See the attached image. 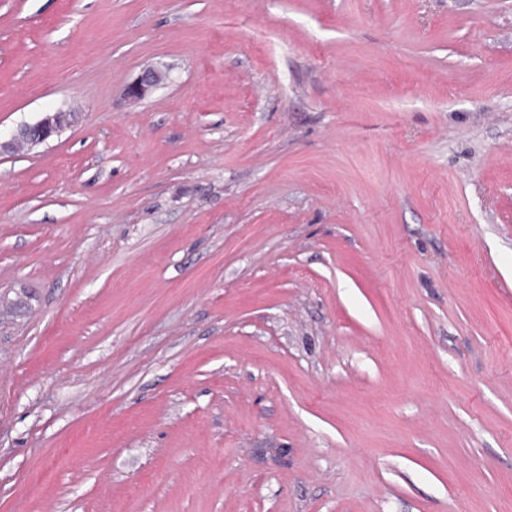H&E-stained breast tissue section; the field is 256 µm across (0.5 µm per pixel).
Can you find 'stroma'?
I'll return each mask as SVG.
<instances>
[{
  "instance_id": "obj_1",
  "label": "stroma",
  "mask_w": 512,
  "mask_h": 512,
  "mask_svg": "<svg viewBox=\"0 0 512 512\" xmlns=\"http://www.w3.org/2000/svg\"><path fill=\"white\" fill-rule=\"evenodd\" d=\"M58 109L0 512H512V0H0V134ZM166 71L157 66L144 68L138 77L125 88V97L131 102H138L157 89L166 77Z\"/></svg>"
}]
</instances>
